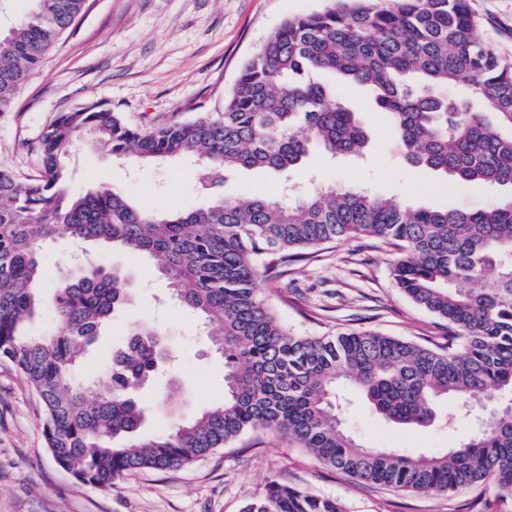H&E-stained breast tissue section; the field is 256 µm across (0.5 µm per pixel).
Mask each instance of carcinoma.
Returning <instances> with one entry per match:
<instances>
[{"label":"carcinoma","mask_w":512,"mask_h":512,"mask_svg":"<svg viewBox=\"0 0 512 512\" xmlns=\"http://www.w3.org/2000/svg\"><path fill=\"white\" fill-rule=\"evenodd\" d=\"M86 0H35L0 34V115L81 16ZM469 0H331L286 20L242 66L217 115L151 130L95 103L54 121L36 145L40 175L25 181L0 166V360L41 401L43 434L58 467L112 490L123 475L175 470L246 434L284 436L358 482L451 494L492 483L512 497V404L489 405L477 429L439 453L366 448L340 418L338 393L355 385L372 412L400 425L455 428L490 391L512 393V66L488 39ZM366 86L403 157L450 182L509 191L488 210L404 203L367 190L325 185L294 204L229 198L228 173H279L318 149L362 153L370 134L361 111L321 79ZM139 163L188 157L204 167V204L148 212L120 191L61 187L77 142ZM67 234L155 261L172 296L197 313L224 358V402L142 440L137 391L157 382L163 329L134 326L95 377L82 358L114 311L132 298L120 270L83 257L54 288L39 252ZM376 238L398 251L393 275L419 307L448 323V345L417 344L371 329L335 336L293 333L260 295L297 251ZM53 315L43 332L27 326ZM441 400L453 401L447 412ZM244 512H342L340 505L276 481Z\"/></svg>","instance_id":"obj_1"}]
</instances>
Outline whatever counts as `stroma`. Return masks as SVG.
Masks as SVG:
<instances>
[{"instance_id": "obj_1", "label": "stroma", "mask_w": 512, "mask_h": 512, "mask_svg": "<svg viewBox=\"0 0 512 512\" xmlns=\"http://www.w3.org/2000/svg\"><path fill=\"white\" fill-rule=\"evenodd\" d=\"M329 0H87L81 20L64 36L25 88L16 109L0 116V165L17 177L37 176L32 150L60 114L104 103L129 124L151 129L216 113L242 62L288 18L317 12ZM482 21L480 34L512 63V0H470ZM372 145L361 157L311 156L288 175L271 170L230 173L226 195L265 194L293 202L320 185L352 183L371 192L423 203L484 210L504 190L479 185L448 187L433 171L408 166L397 153L380 113L363 115ZM201 169L187 160L136 167L107 150H73L70 193L90 186L120 190L148 211H189L201 204ZM104 263L124 268L136 298L114 317L84 365L97 367L120 346L133 324L151 322L167 332L178 356L177 400L147 392L152 407L144 435L167 427L172 405L190 414L224 400V360L202 332L195 313L170 299L165 281L149 276L151 262L139 254L93 249ZM396 253L374 239L340 240L316 248L311 258L289 265L279 278H259L262 296L288 330L328 336L371 328L424 344L442 342L446 324L414 304L393 276ZM342 420L367 447L431 453L463 439L468 425L408 430L374 415L361 393L344 392ZM336 500L343 512H512L489 484L454 494L415 493L375 486L315 460L274 435H248L233 446L174 471H140L101 491L78 482L52 461L42 434L37 396L24 377L0 361V512H243L269 481Z\"/></svg>"}]
</instances>
